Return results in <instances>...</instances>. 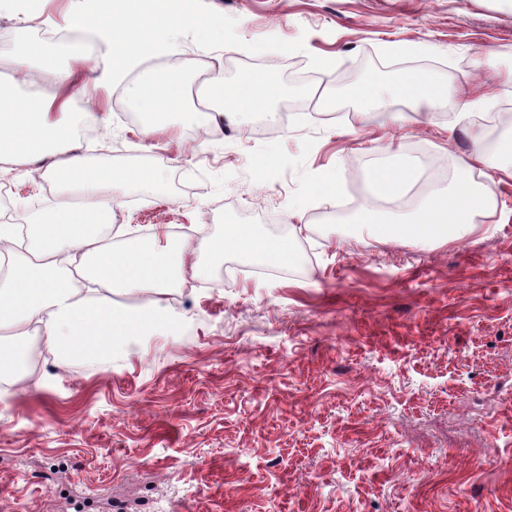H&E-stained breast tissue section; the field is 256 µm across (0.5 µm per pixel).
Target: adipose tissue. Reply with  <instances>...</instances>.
I'll return each mask as SVG.
<instances>
[{"instance_id": "ef3b65f1", "label": "adipose tissue", "mask_w": 512, "mask_h": 512, "mask_svg": "<svg viewBox=\"0 0 512 512\" xmlns=\"http://www.w3.org/2000/svg\"><path fill=\"white\" fill-rule=\"evenodd\" d=\"M185 0H85L75 16L82 30L107 45L112 70L121 73L140 61L169 49L167 35ZM16 72L50 78L57 95L21 94L18 83L0 82V162L23 168L43 165V175L58 186L53 206L29 224L21 247H14L12 231L0 226V254L9 257L0 276V379L13 377L20 354L15 345L30 333H39L59 366L110 357L114 346L132 336H147L174 328L169 305L171 292L187 279L202 275L201 267L185 269V252L208 256L221 263L233 252L260 264L290 265L296 260L290 237L259 233L251 224H229L208 237L183 235L180 242H143L138 230L127 228L120 245L101 235L112 218V206L127 186L153 192L160 183L150 167H94L80 151L75 120L67 113L73 98L83 95L71 73L37 41L10 55ZM219 100L217 114L236 119L247 112L270 111L280 86L265 72L253 71L235 82L223 75L211 77L206 89ZM351 99L372 103L371 121L380 125L404 122L401 112L386 111L390 102L438 107L448 102V86L429 70L405 71L395 81H361L345 91ZM130 97L150 114L182 111L188 98L183 72L165 71L134 84ZM418 179L416 166L396 160L376 166L370 181L376 196H400ZM496 203L494 188L461 176L449 186H437L411 216L381 225L378 211L355 210L351 223L369 234L385 232L411 243H444L471 234L477 217ZM81 258L86 288L75 287L66 264ZM123 302H115L114 294Z\"/></svg>"}]
</instances>
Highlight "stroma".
Returning a JSON list of instances; mask_svg holds the SVG:
<instances>
[{"label":"stroma","mask_w":512,"mask_h":512,"mask_svg":"<svg viewBox=\"0 0 512 512\" xmlns=\"http://www.w3.org/2000/svg\"><path fill=\"white\" fill-rule=\"evenodd\" d=\"M77 6L50 0L30 22L0 0V51L43 40L72 65L56 34ZM390 42L420 51L393 55ZM87 67L110 116L108 129L81 127L89 161L163 175L154 193L129 187L113 225L212 236L252 224L294 237L298 261L265 275L226 253L178 291L174 334L68 370L52 360L39 385L0 389V512H512V179L494 185L503 209L463 240L423 247L347 220L392 154L466 172L473 140L458 114L480 132L512 109V0H189L170 52L116 79L99 41ZM408 68L447 83V106L399 103L406 122L381 128L342 97ZM164 69L188 77L189 109L149 140L128 88ZM255 70L282 88L273 119L201 118L211 76ZM473 84L499 92L474 110ZM325 172L342 194L311 197ZM3 184L27 223L57 193L0 163ZM376 203L393 217L417 206Z\"/></svg>","instance_id":"1"}]
</instances>
